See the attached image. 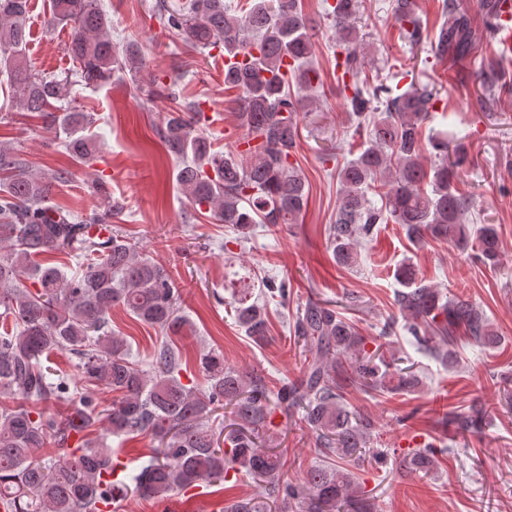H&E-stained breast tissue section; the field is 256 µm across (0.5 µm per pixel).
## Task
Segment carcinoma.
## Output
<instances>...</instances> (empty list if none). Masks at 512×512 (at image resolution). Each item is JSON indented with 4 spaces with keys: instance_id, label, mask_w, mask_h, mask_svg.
Instances as JSON below:
<instances>
[{
    "instance_id": "obj_1",
    "label": "carcinoma",
    "mask_w": 512,
    "mask_h": 512,
    "mask_svg": "<svg viewBox=\"0 0 512 512\" xmlns=\"http://www.w3.org/2000/svg\"><path fill=\"white\" fill-rule=\"evenodd\" d=\"M298 0H254L246 10L225 0H157L153 19L160 28L200 51L224 50V85L236 88L233 115L243 130L239 148H214L212 133L199 127L204 112L186 103L180 75L167 83L135 84L147 102L165 98L169 110L159 129L167 152L179 159L178 183L196 218L206 213L238 233L240 245L255 224L277 228L296 224L307 210L309 185L292 161L298 138L301 94L319 79L314 68L310 22ZM336 29V82L353 119L351 139L358 154L337 167L340 203L328 240L336 262L358 263L361 247L378 224L402 225L415 242L445 241L488 267L499 262L496 225L465 224L472 198L458 188L468 152L448 134H423L427 115L439 101L429 85L410 84L397 93L364 76L361 0H324ZM400 37L409 51L424 36L415 0H394ZM441 23L429 40L440 59L463 58L469 23L457 0H443ZM30 0H0V81L20 114L36 113L54 133L53 145L76 163L89 161L96 141L89 135L94 114L60 104L70 94L71 76L86 87L112 81L115 73H138L145 65L134 40L112 43V21L100 0H51L48 25L69 28L65 52L72 66L56 74L30 69L26 60ZM512 92V77L493 72L479 103L495 109ZM434 157L423 162L425 145ZM66 169L35 172L13 145L0 142V512H102L115 505L112 474L121 467L108 444L112 436H148L151 460L122 484L124 496L160 499L203 483L222 485L240 474L260 480L266 498L241 497L223 512H372L365 491L340 464L311 470L300 482L281 480V458L260 438L272 427V410L301 413L325 456L347 461L362 456L374 422L352 409L344 394L412 392L421 384L414 366L403 365L391 343L366 348L352 324L327 303L310 300L297 310L295 335L306 347L300 382L272 393L261 379L224 366V355L199 356L207 386L182 383V350L172 341L157 346L148 360L131 352L112 331V309L120 308L164 336H183L193 324L181 311V293L171 274L146 254L112 220L124 205L103 180L91 190L94 204L83 213L52 203ZM384 189L376 207L368 192ZM65 255L78 271L38 259ZM402 289L394 304L404 330L429 356L455 363L454 337L463 333L479 345L499 336L482 310L466 300H446L439 288L403 263L396 271ZM263 299L242 296L233 311L239 326L256 341L268 333L267 305L288 304V283L271 281ZM65 352L74 373L50 364ZM114 395L105 404L99 391ZM65 404L63 412L47 406ZM230 408L231 429L210 425ZM62 454L35 457L39 448ZM443 449L415 448L403 458L413 474L435 470Z\"/></svg>"
}]
</instances>
